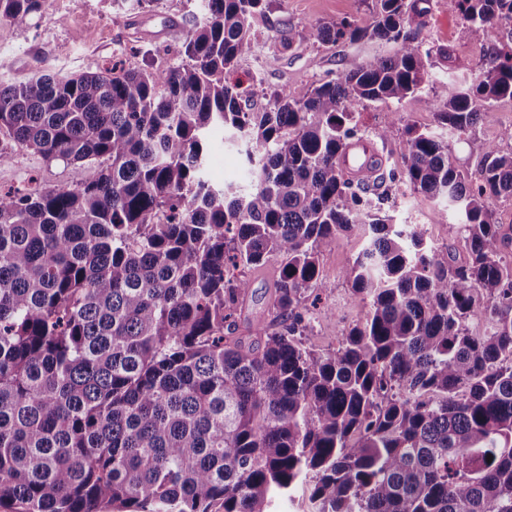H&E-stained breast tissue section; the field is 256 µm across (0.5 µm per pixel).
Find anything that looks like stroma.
<instances>
[{"label":"stroma","mask_w":512,"mask_h":512,"mask_svg":"<svg viewBox=\"0 0 512 512\" xmlns=\"http://www.w3.org/2000/svg\"><path fill=\"white\" fill-rule=\"evenodd\" d=\"M265 7L252 19L255 51L237 65L244 83L255 86L254 107L264 106L281 90L304 95L311 87L335 78L351 58L387 56L393 44L364 39L321 44L308 40L307 29L315 23L348 21L359 28L375 20L372 0H264ZM203 19L199 0H156L152 12L131 9L126 0H45L40 12L25 28L0 25V84H19L45 72L70 75L115 62L141 64V51H150L155 68L166 69L176 61L181 40ZM503 29H488L483 40H474L465 21L449 10L447 0H431L430 11L416 40L420 50L444 48L449 58H436L431 80L398 103H369L359 108L356 119L366 138H373L386 124L388 114L397 122L382 145V156L390 167H401L400 145L407 127L433 129L437 120L432 98L435 78L444 71L472 78L487 47L506 44ZM208 176L214 183H249L248 166L239 142L223 131L211 137ZM455 165L469 181L479 179L481 144L500 153L512 152V101L505 99L484 112L472 135H449ZM90 165L50 161L41 154L16 150L0 164V189L33 191L57 184L75 185L92 179ZM389 214L396 224H420L431 245L443 249L458 245L461 236L454 215L442 204L415 193L404 183L392 190ZM364 240L356 234L339 236L322 253L323 280L318 299L309 308L310 324L302 338L306 347L328 352L338 346L342 334L362 322L369 305L353 295L346 273L353 266ZM277 271L275 265L250 272L249 307L238 322L239 335H247L250 322L268 314L267 288Z\"/></svg>","instance_id":"1"}]
</instances>
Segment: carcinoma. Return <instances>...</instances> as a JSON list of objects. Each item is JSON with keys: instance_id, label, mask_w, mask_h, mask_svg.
Returning a JSON list of instances; mask_svg holds the SVG:
<instances>
[{"instance_id": "cac0c4a2", "label": "carcinoma", "mask_w": 512, "mask_h": 512, "mask_svg": "<svg viewBox=\"0 0 512 512\" xmlns=\"http://www.w3.org/2000/svg\"><path fill=\"white\" fill-rule=\"evenodd\" d=\"M264 0H204L181 61L114 63L0 84V164L17 148L98 164L96 177L0 194V504L22 512H269L303 483L307 512H512V153L486 146L479 181L440 134L413 127L400 180L451 209L464 256L422 224L380 215L388 190L344 175L367 102L421 88L416 28L430 0H377L371 29L313 25L317 42L397 45L350 59L296 98L247 111L235 78ZM44 0H0L25 26ZM480 40L512 38V0H448ZM479 79L450 74L439 126L473 133L512 99V49ZM248 145L251 186L206 175L212 133ZM365 319L333 352L304 346L307 293L340 235ZM279 265L270 321L235 336L247 270ZM487 329L474 335L469 321ZM492 461H487V457Z\"/></svg>"}]
</instances>
